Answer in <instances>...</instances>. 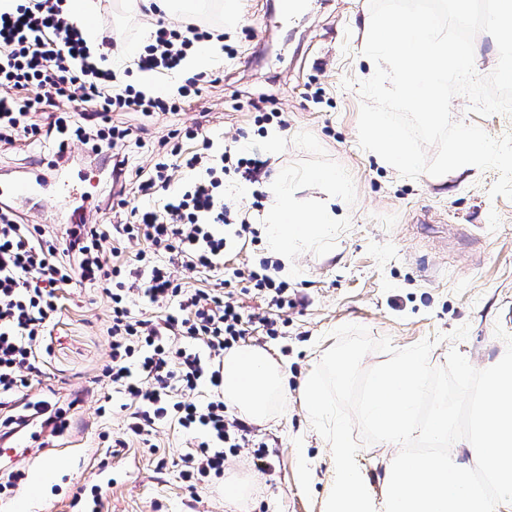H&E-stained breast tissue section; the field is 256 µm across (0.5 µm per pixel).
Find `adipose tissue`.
I'll list each match as a JSON object with an SVG mask.
<instances>
[{"label": "adipose tissue", "mask_w": 512, "mask_h": 512, "mask_svg": "<svg viewBox=\"0 0 512 512\" xmlns=\"http://www.w3.org/2000/svg\"><path fill=\"white\" fill-rule=\"evenodd\" d=\"M274 203L263 233L269 249L288 257L285 212L316 210L322 222L334 213L325 205L297 198L287 183L272 187ZM486 413L482 437L464 453L431 460L394 457L384 469L382 490L373 493L356 462L357 451L336 441L331 451L336 477L323 512H512V360L493 359L484 367ZM287 374L266 350L240 346L224 355V400L249 422H266L286 400Z\"/></svg>", "instance_id": "obj_1"}]
</instances>
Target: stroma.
Here are the masks:
<instances>
[{
    "instance_id": "stroma-1",
    "label": "stroma",
    "mask_w": 512,
    "mask_h": 512,
    "mask_svg": "<svg viewBox=\"0 0 512 512\" xmlns=\"http://www.w3.org/2000/svg\"><path fill=\"white\" fill-rule=\"evenodd\" d=\"M99 29L113 33L117 45L113 67L130 83L149 86L136 71L137 40L145 32L146 11L133 0H100ZM241 19L228 22L218 5L194 19L224 33L233 56L224 60V75L201 97L180 111L144 117L116 112L115 125L130 128L124 142L131 169L123 181L134 197L137 170H149L157 144L175 129L202 124L225 145L259 153L267 175L236 194V203L251 206L252 228H263L264 210L272 203L271 185L279 176L317 177L314 189L299 197L330 200L338 221L321 237L292 240L289 245L288 298L282 311L288 327L283 336L253 335L248 343L267 350L288 371V398L264 425L252 426L250 438L267 444L272 467L254 468L248 449L230 458L227 472L248 484L246 500L226 479L190 493L181 482L176 460L192 446L190 436L162 425L149 444L131 441L112 455V441L122 436V415L101 418L96 409L104 386L93 379L111 364L106 329L111 303L97 288L67 287L65 309L53 331L48 369L32 399L57 398L69 409L63 433L33 445L26 454L0 460V476L36 468L42 457L55 458L53 474L42 484L21 480L0 496V512H76L72 501L92 485L102 458H110L119 477L102 486L101 512H321L324 495L335 479L330 445L312 426L300 400L303 384L344 324L368 328L372 338H390L406 348L433 340L431 367H443L450 350H458L474 368L487 359L512 358V200L490 197L498 178L493 170L448 173L437 187L427 176L401 177L377 154L358 142L363 102L359 84L369 67L362 54L363 19L369 0H313L292 20H281L278 0H240ZM280 113L288 122L258 125L264 113ZM85 196L97 204L96 224H121L127 210L111 208L112 181L92 158L77 154L65 169ZM167 466H159V456Z\"/></svg>"
}]
</instances>
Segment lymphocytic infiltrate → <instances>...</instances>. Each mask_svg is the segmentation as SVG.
I'll use <instances>...</instances> for the list:
<instances>
[{"label": "lymphocytic infiltrate", "mask_w": 512, "mask_h": 512, "mask_svg": "<svg viewBox=\"0 0 512 512\" xmlns=\"http://www.w3.org/2000/svg\"><path fill=\"white\" fill-rule=\"evenodd\" d=\"M64 2L18 0L15 10L0 11V141L39 143L64 157L70 142L79 140L107 160L112 175L124 176L129 155L117 143L127 132L113 125V113L179 111L211 80L209 73L192 70L191 59L196 43L214 35L193 22L172 27L163 18L152 20L135 64L140 72L173 81V94L163 98L121 81L106 64L113 38L103 36L90 49ZM75 95L86 111L83 125L60 108ZM185 136L197 141L196 150L183 151L168 138L160 142L138 185L140 204L114 195V205L128 208V223L69 224L58 234L44 224L23 223L11 206H0V406L25 400L28 374L43 367L46 338L62 310V286L102 289L111 301L112 364L97 380L127 397V436L148 435L161 424L197 435L195 447L180 457V477L194 491L223 475L228 458L247 444L256 468L271 467L266 444H249L247 423L233 417L224 401V354L258 332L279 336L287 325L279 312L289 300L287 283L271 275L266 260L211 286L185 288L172 279L173 259L205 272L223 269L226 254L252 232L245 209L224 199V174L251 182L266 166L202 127L186 129ZM174 169L187 178L178 190L171 182ZM240 294L267 302L271 314L246 312L236 300ZM138 299L156 315L135 314ZM203 388L204 399L198 396ZM33 416L56 432L68 426L63 408L40 400L32 414L8 416L0 431L13 437Z\"/></svg>", "instance_id": "obj_1"}]
</instances>
